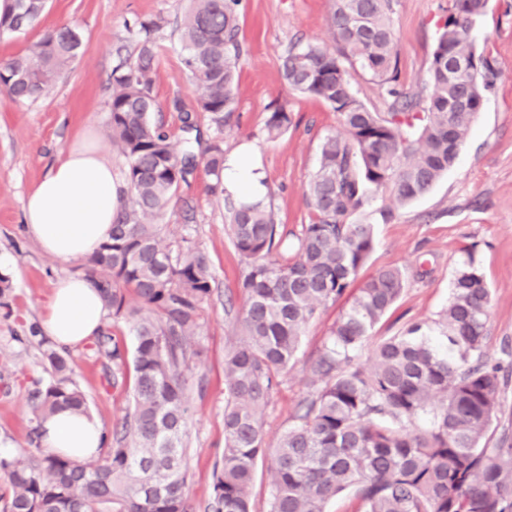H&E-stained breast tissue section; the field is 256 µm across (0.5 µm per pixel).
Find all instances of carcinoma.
<instances>
[{"label": "carcinoma", "instance_id": "obj_1", "mask_svg": "<svg viewBox=\"0 0 512 512\" xmlns=\"http://www.w3.org/2000/svg\"><path fill=\"white\" fill-rule=\"evenodd\" d=\"M0 34L18 33L44 13L46 0H3ZM239 0H191L180 23L182 61L216 134L205 149L208 192L225 197V224L245 260L246 299L239 338L224 356V452L216 464L206 512H251L257 463L270 476L268 512H327L351 491L360 512H512V432L483 442L501 412L509 374L485 359L491 292L473 262L453 279L447 306L431 326L415 323L380 342L371 369L362 349L400 298L406 277L378 271L351 295L313 368L321 386L300 404L297 422L268 446L259 412L276 379L295 358L320 306L342 298L374 249L373 225L353 217L373 208L382 221L393 208L423 197L450 168L493 86L494 69L477 52L471 29L487 0H448L431 55L426 96L401 79L391 15L393 0H330L329 49L295 45L282 62L288 87L317 97L340 115L344 134L324 137L310 180L315 220L302 226L295 256L278 253L275 215L224 196V131L235 111L236 69L242 55ZM155 19L133 31L139 52L112 74V145L126 158L129 205L89 260L88 281L107 316L123 319L136 344L132 408L99 455L87 461L46 451L0 455V512H193L185 488L189 358L193 336L212 293L208 255L173 241L164 209L195 168L178 155L153 119ZM82 41L62 25L26 54L0 60V85L15 101L46 97L78 58ZM377 80L390 111L369 110L356 96L351 71ZM289 113L276 107L268 137L288 131ZM92 349L112 361V379L125 359L102 329ZM50 379L34 392L31 433L62 408L88 412L69 354L42 351Z\"/></svg>", "mask_w": 512, "mask_h": 512}]
</instances>
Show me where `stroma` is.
Listing matches in <instances>:
<instances>
[{"label": "stroma", "instance_id": "obj_1", "mask_svg": "<svg viewBox=\"0 0 512 512\" xmlns=\"http://www.w3.org/2000/svg\"><path fill=\"white\" fill-rule=\"evenodd\" d=\"M189 7V0H49L33 28L0 34V59L23 54L31 42L64 24L82 37L71 72L46 98L16 102L0 91V273L11 281L7 295L0 297V445L9 452L33 450V393L49 379L42 361L40 317L51 285L60 277L86 274L89 267L84 259L63 262L45 254L25 234L26 195L61 152L86 132L116 177H123L126 159L113 147L109 127L112 70L120 56H136L131 29L140 20L165 21L158 33L152 95L160 107L157 119L176 150H183L188 135L180 116L195 111L196 94L180 57L175 23ZM329 9V0H241L239 5L244 52L230 118L233 130L224 139V151L250 146L265 168L267 204L275 213L286 255L294 254L297 236L314 217L307 198L319 165V145L342 126L323 101L288 89L281 58L299 41L331 46ZM394 9L401 77L413 89H424L448 0H394ZM472 36L498 77L455 165L425 196L396 208L391 222L379 221L368 210L359 216L360 222L373 225L376 239L363 276L388 267L406 275L400 299L375 327L363 356L400 329L436 319L448 303L456 269L469 260L480 268L492 293L486 355L500 358L504 344L512 343V0H488ZM276 105L289 112L292 124L288 132L270 139L264 127L270 107ZM209 182L204 165H197L163 216L174 238H189L208 254L214 277L193 338L198 354L191 358L188 374L186 493L195 512H205L213 493L214 464L224 449V355L245 302V263L225 231L224 201L208 193ZM344 306L341 300L327 303L306 328L296 359L281 374L261 413L268 444H276L294 424L300 403L313 392L314 362ZM70 362L92 415L105 432H112L131 406L132 364H125L123 375L111 383L88 346L71 348Z\"/></svg>", "mask_w": 512, "mask_h": 512}]
</instances>
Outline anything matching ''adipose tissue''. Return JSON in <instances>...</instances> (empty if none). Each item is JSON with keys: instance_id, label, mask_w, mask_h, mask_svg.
<instances>
[{"instance_id": "1", "label": "adipose tissue", "mask_w": 512, "mask_h": 512, "mask_svg": "<svg viewBox=\"0 0 512 512\" xmlns=\"http://www.w3.org/2000/svg\"><path fill=\"white\" fill-rule=\"evenodd\" d=\"M122 184L99 147L90 141L63 151L49 173L29 191L24 205L27 234L46 253L62 261L91 258L108 239L120 210ZM224 191L237 201L266 203L267 173L242 154L224 161ZM105 319L101 299L83 276H66L52 285L41 315L47 336L77 346L97 336ZM104 432L95 418L62 409L42 424L46 451L84 461L97 455Z\"/></svg>"}]
</instances>
